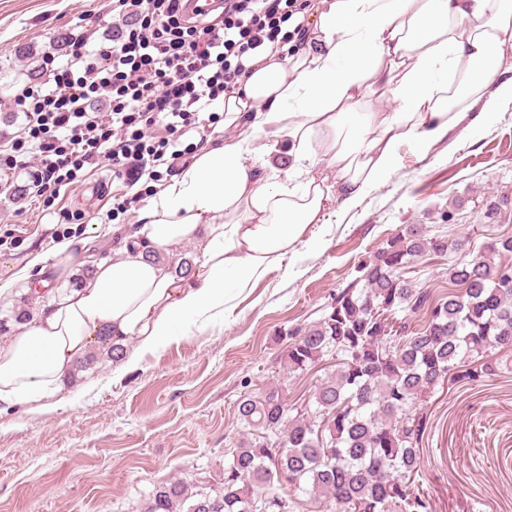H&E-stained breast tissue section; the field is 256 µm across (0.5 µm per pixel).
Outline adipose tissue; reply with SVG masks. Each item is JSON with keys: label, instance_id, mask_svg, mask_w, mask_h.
Masks as SVG:
<instances>
[{"label": "adipose tissue", "instance_id": "1", "mask_svg": "<svg viewBox=\"0 0 512 512\" xmlns=\"http://www.w3.org/2000/svg\"><path fill=\"white\" fill-rule=\"evenodd\" d=\"M312 18L293 55L252 60L224 105L237 135L149 199L119 256L16 327L0 348V407L43 408L100 341L157 350L223 313L228 289L306 243L329 202L349 208L378 187L401 141L429 145L512 99V0H318ZM263 136L287 139L288 169L255 167ZM184 243L198 249L186 276L171 260Z\"/></svg>", "mask_w": 512, "mask_h": 512}]
</instances>
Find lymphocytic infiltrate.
I'll return each instance as SVG.
<instances>
[{"label": "lymphocytic infiltrate", "mask_w": 512, "mask_h": 512, "mask_svg": "<svg viewBox=\"0 0 512 512\" xmlns=\"http://www.w3.org/2000/svg\"><path fill=\"white\" fill-rule=\"evenodd\" d=\"M113 0L112 35L95 49L75 37L65 59L46 57V84H26L14 97L23 116L18 134L0 147V173L28 171L44 206L83 169L107 165L126 185L109 217L140 200L139 182L175 172L219 122V104L247 78L253 57L268 45L304 42L292 24L311 0ZM161 126L166 137L156 138Z\"/></svg>", "instance_id": "obj_1"}]
</instances>
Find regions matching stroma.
<instances>
[{
    "label": "stroma",
    "instance_id": "35a3bbf8",
    "mask_svg": "<svg viewBox=\"0 0 512 512\" xmlns=\"http://www.w3.org/2000/svg\"><path fill=\"white\" fill-rule=\"evenodd\" d=\"M112 0H0V138L19 129L13 97L31 80L58 34L97 44L110 30ZM110 168L86 170L62 187L53 207L34 198L26 175H0V318L21 300L46 299L20 272L45 256L44 278H56L54 231L59 214L96 217L93 236H74L68 283L81 282L91 260L115 256L141 222L143 204L119 219L105 217L125 193ZM313 227L315 245L229 291L224 313L159 350L141 351L134 368L108 358L79 373L44 409L0 412V512H145L158 484L177 478L213 488L224 457L241 438L235 411L241 395L282 384L289 401L307 400L330 365L287 376V333L316 324L334 296L352 287L358 266L405 225L448 233L471 252L512 236V105L472 130L417 149L398 148L391 178L356 207L332 203ZM458 257L418 258L409 279L438 293ZM491 375L437 388L425 405L429 423L416 476L432 512H512V348L495 352Z\"/></svg>",
    "mask_w": 512,
    "mask_h": 512
}]
</instances>
